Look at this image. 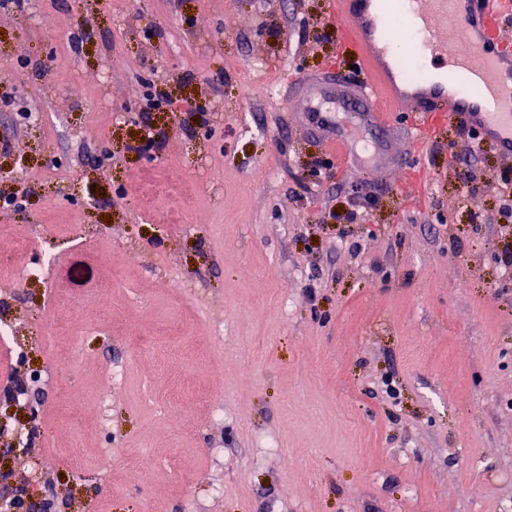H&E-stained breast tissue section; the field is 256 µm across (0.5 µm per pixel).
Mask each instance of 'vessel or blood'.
<instances>
[{"instance_id": "vessel-or-blood-1", "label": "vessel or blood", "mask_w": 512, "mask_h": 512, "mask_svg": "<svg viewBox=\"0 0 512 512\" xmlns=\"http://www.w3.org/2000/svg\"><path fill=\"white\" fill-rule=\"evenodd\" d=\"M336 18L369 63L370 81L349 82L341 73L303 80L309 126L325 135L354 166L390 165L375 142L352 131L391 134L390 112L410 109L477 129L482 142L512 158V43L501 35L500 15L487 0H341ZM405 22L414 63L436 57L450 64L452 78H411L396 57L389 31Z\"/></svg>"}]
</instances>
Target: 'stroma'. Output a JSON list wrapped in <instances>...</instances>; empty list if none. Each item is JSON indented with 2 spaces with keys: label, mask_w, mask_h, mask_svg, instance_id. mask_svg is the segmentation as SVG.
Masks as SVG:
<instances>
[{
  "label": "stroma",
  "mask_w": 512,
  "mask_h": 512,
  "mask_svg": "<svg viewBox=\"0 0 512 512\" xmlns=\"http://www.w3.org/2000/svg\"><path fill=\"white\" fill-rule=\"evenodd\" d=\"M51 56L70 67L31 71ZM336 67L366 78L334 0L0 12V82L30 114L0 109V168L31 191L0 209V324L16 342L0 386L16 373L40 408L38 440L10 445L28 411L0 390V496L29 486L52 512H512V234L492 222L512 161L489 145L457 163L451 122L390 138L409 165L347 168L289 95ZM148 80L209 104L160 121L152 159L131 151L127 113ZM54 356L68 381L41 387ZM68 448L84 469L43 486Z\"/></svg>",
  "instance_id": "obj_1"
}]
</instances>
